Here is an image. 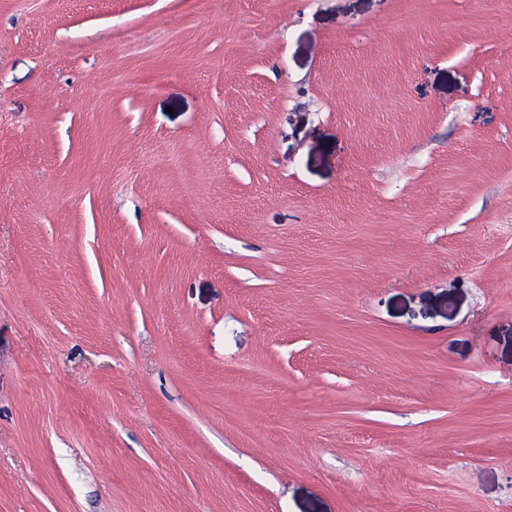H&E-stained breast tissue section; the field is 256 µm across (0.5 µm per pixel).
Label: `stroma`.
<instances>
[{"mask_svg": "<svg viewBox=\"0 0 512 512\" xmlns=\"http://www.w3.org/2000/svg\"><path fill=\"white\" fill-rule=\"evenodd\" d=\"M0 512H512V0H0Z\"/></svg>", "mask_w": 512, "mask_h": 512, "instance_id": "1", "label": "stroma"}]
</instances>
